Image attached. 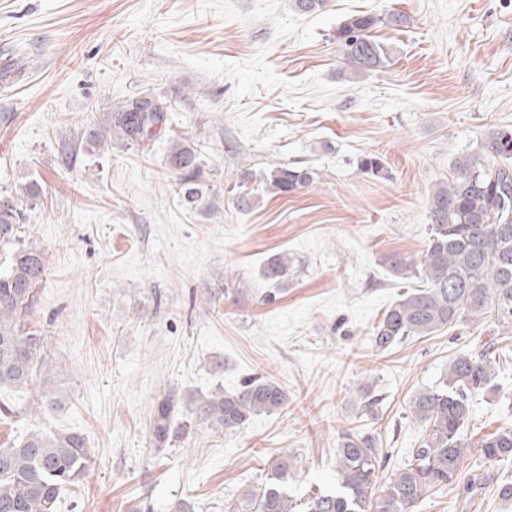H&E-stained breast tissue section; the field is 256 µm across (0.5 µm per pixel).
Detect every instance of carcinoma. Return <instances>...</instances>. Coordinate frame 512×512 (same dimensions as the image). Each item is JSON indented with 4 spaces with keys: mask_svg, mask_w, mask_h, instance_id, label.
Returning <instances> with one entry per match:
<instances>
[{
    "mask_svg": "<svg viewBox=\"0 0 512 512\" xmlns=\"http://www.w3.org/2000/svg\"><path fill=\"white\" fill-rule=\"evenodd\" d=\"M329 0H294L295 10L314 14ZM407 23L401 13L386 18L359 13L334 31L344 64L356 75L389 63L392 49L375 39L380 26ZM170 102L163 97L134 95L105 113L103 122L86 129V148L93 152L112 145L139 147L166 126ZM202 150L187 137L173 140L166 159L168 182L189 210L214 207L216 193L200 182ZM241 188L233 199L239 211L249 210L251 193ZM314 172L279 165L264 178L269 193L288 195L314 183ZM30 181L0 193V245L11 247L8 264L0 269V388L23 389L33 383L42 337L31 329L28 316L47 272L44 249L25 238L29 205L41 195ZM428 238L419 260L395 254L388 259L400 276L418 275L427 288L406 292L373 327L371 342L384 353L410 336H428L468 316L489 314L501 336L476 350L463 351L448 363L438 384L417 392L409 415L422 427L418 446L409 459L381 476V449L369 434L349 427L336 441V488L303 501L288 493V482L300 459L288 451L269 462L267 478L249 488L241 499L243 512H414L428 496L448 487L475 497L492 481L486 471L472 476L462 471L471 443L465 428L473 400L493 388L501 345L512 340V129L488 130L478 151L459 157L452 179L429 192ZM288 256L269 257L262 269L273 285L288 282ZM380 398L372 384L362 382L357 405L362 414L375 412ZM288 407V393L275 379L254 376L232 393L218 388L207 395L169 389L154 401L149 436L156 448L189 436L198 425L232 430L253 417ZM486 464L512 460V428L486 435L477 445ZM92 462V448L78 431L45 434L31 431L0 446V512H55L60 491L74 485Z\"/></svg>",
    "mask_w": 512,
    "mask_h": 512,
    "instance_id": "obj_1",
    "label": "carcinoma"
}]
</instances>
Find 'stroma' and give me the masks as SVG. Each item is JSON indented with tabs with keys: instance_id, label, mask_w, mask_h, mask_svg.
<instances>
[{
	"instance_id": "1",
	"label": "stroma",
	"mask_w": 512,
	"mask_h": 512,
	"mask_svg": "<svg viewBox=\"0 0 512 512\" xmlns=\"http://www.w3.org/2000/svg\"><path fill=\"white\" fill-rule=\"evenodd\" d=\"M371 12L407 16L381 27L390 63L352 76L334 29ZM26 64L0 86V190L34 180L43 193L27 237L47 275L30 317L45 368L32 389L0 390L41 413L0 422V445L32 430H79L93 461L58 512H231L288 450L299 497L336 486L335 448L347 427L374 435L395 469L421 427L408 416L458 352L493 338V320H464L376 354L369 336L386 307L422 287L387 259L419 258L427 197L493 127L512 129V0H330L297 13L292 0H0V53ZM134 94L167 97L169 122L146 149L85 150L81 133ZM198 141L218 208L186 209L167 186L175 133ZM374 154L382 175L359 159ZM313 170L312 186L276 196L273 166ZM250 172L249 211L234 208ZM276 253L294 274H260ZM223 362L215 370L214 362ZM275 378L282 412L227 432L207 425L165 451L149 438L152 405L170 388L233 392ZM381 403L361 415L357 388ZM512 427V351L492 393L477 396L470 442ZM469 501L448 488L417 512H512L496 487Z\"/></svg>"
}]
</instances>
